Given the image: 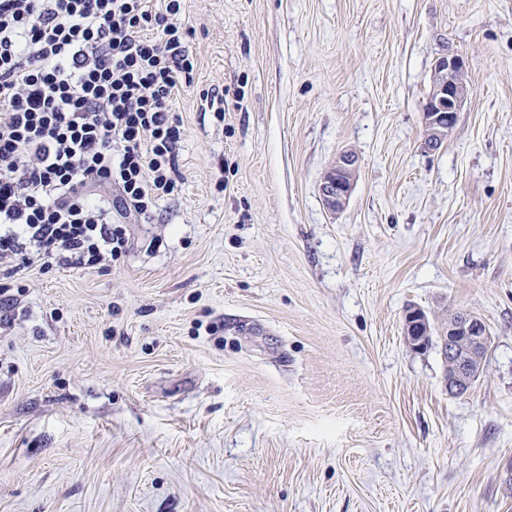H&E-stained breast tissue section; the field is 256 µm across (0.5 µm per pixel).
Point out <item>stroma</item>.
<instances>
[{
    "instance_id": "35a3bbf8",
    "label": "stroma",
    "mask_w": 512,
    "mask_h": 512,
    "mask_svg": "<svg viewBox=\"0 0 512 512\" xmlns=\"http://www.w3.org/2000/svg\"><path fill=\"white\" fill-rule=\"evenodd\" d=\"M180 21L177 192L110 266L0 295V512H512V0H185ZM446 52L469 95L428 152ZM457 312L491 333L461 395ZM358 158L351 152H343L325 173L321 187L324 203L334 212H342L348 205L353 192Z\"/></svg>"
}]
</instances>
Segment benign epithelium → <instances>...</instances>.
<instances>
[{
	"instance_id": "obj_1",
	"label": "benign epithelium",
	"mask_w": 512,
	"mask_h": 512,
	"mask_svg": "<svg viewBox=\"0 0 512 512\" xmlns=\"http://www.w3.org/2000/svg\"><path fill=\"white\" fill-rule=\"evenodd\" d=\"M464 70L465 62L459 55L445 53L435 60L432 91L423 112V147L429 151L436 150L446 139L468 96ZM357 168L356 155L343 152L336 156L325 173L321 191L330 211L340 213L347 207L355 186ZM425 324L426 318L419 310L410 311L405 316V333L418 346L425 341ZM487 347V329L480 318L457 314L448 321L449 392L465 393L472 381L480 376Z\"/></svg>"
}]
</instances>
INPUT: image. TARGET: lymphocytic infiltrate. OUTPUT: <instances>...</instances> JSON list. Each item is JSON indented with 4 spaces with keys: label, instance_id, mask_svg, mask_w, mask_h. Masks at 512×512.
Here are the masks:
<instances>
[{
    "label": "lymphocytic infiltrate",
    "instance_id": "lymphocytic-infiltrate-1",
    "mask_svg": "<svg viewBox=\"0 0 512 512\" xmlns=\"http://www.w3.org/2000/svg\"><path fill=\"white\" fill-rule=\"evenodd\" d=\"M183 0H0V265L102 267L180 179Z\"/></svg>",
    "mask_w": 512,
    "mask_h": 512
}]
</instances>
